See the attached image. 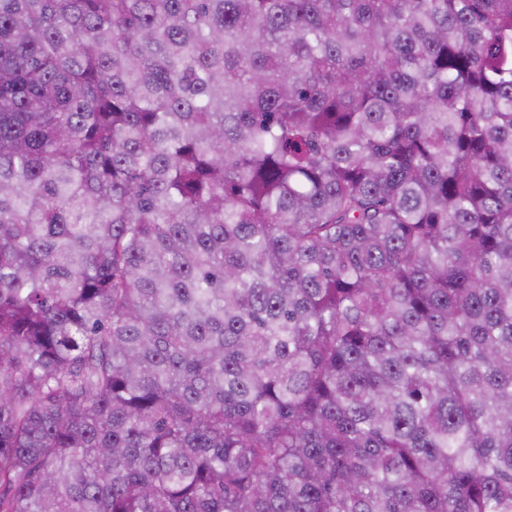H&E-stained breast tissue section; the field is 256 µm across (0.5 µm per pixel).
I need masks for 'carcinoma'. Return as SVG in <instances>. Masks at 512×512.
Listing matches in <instances>:
<instances>
[{"label":"carcinoma","instance_id":"obj_1","mask_svg":"<svg viewBox=\"0 0 512 512\" xmlns=\"http://www.w3.org/2000/svg\"><path fill=\"white\" fill-rule=\"evenodd\" d=\"M0 512H512V0H0Z\"/></svg>","mask_w":512,"mask_h":512}]
</instances>
